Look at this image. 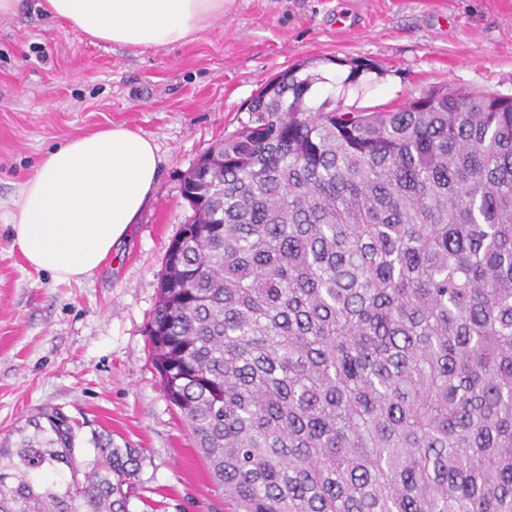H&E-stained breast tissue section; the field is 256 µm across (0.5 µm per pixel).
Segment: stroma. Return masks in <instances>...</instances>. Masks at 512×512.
Segmentation results:
<instances>
[{
	"instance_id": "stroma-1",
	"label": "stroma",
	"mask_w": 512,
	"mask_h": 512,
	"mask_svg": "<svg viewBox=\"0 0 512 512\" xmlns=\"http://www.w3.org/2000/svg\"><path fill=\"white\" fill-rule=\"evenodd\" d=\"M20 0L0 18V439L46 408L91 439L141 449L130 512H233L154 365L148 327L165 254L191 210L184 175L247 121L260 89L314 62L315 98L367 111L448 87L512 96V0H229L224 16L173 49L90 42ZM368 63L346 84L349 63ZM121 125L161 157L153 198L91 277L58 283L12 245L13 210L41 155Z\"/></svg>"
}]
</instances>
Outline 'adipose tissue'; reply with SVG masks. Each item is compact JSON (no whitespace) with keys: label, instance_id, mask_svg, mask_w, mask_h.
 <instances>
[{"label":"adipose tissue","instance_id":"obj_1","mask_svg":"<svg viewBox=\"0 0 512 512\" xmlns=\"http://www.w3.org/2000/svg\"><path fill=\"white\" fill-rule=\"evenodd\" d=\"M65 30L135 49L174 48L224 14V0H41ZM161 158L122 126L67 138L45 152L9 222L28 265L59 283L91 276L155 193Z\"/></svg>","mask_w":512,"mask_h":512}]
</instances>
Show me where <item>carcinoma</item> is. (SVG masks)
I'll return each instance as SVG.
<instances>
[{"instance_id": "obj_1", "label": "carcinoma", "mask_w": 512, "mask_h": 512, "mask_svg": "<svg viewBox=\"0 0 512 512\" xmlns=\"http://www.w3.org/2000/svg\"><path fill=\"white\" fill-rule=\"evenodd\" d=\"M292 67L182 183L154 363L235 512H512V100L364 112ZM40 412L0 512H130L135 448Z\"/></svg>"}]
</instances>
